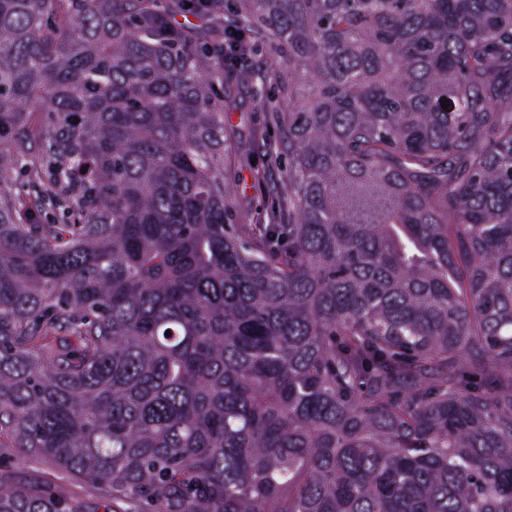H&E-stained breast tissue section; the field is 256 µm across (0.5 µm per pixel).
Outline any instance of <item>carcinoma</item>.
<instances>
[{"instance_id":"obj_1","label":"carcinoma","mask_w":512,"mask_h":512,"mask_svg":"<svg viewBox=\"0 0 512 512\" xmlns=\"http://www.w3.org/2000/svg\"><path fill=\"white\" fill-rule=\"evenodd\" d=\"M159 17L0 0V455L135 512H512V0H225L283 60L249 240L224 59Z\"/></svg>"}]
</instances>
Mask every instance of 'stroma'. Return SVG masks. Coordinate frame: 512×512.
<instances>
[{
  "mask_svg": "<svg viewBox=\"0 0 512 512\" xmlns=\"http://www.w3.org/2000/svg\"><path fill=\"white\" fill-rule=\"evenodd\" d=\"M248 63V78H240L235 71L226 75L232 85V97L225 102V122L237 152L231 178L237 188L239 215L251 211L267 215L279 209L276 187L284 178L282 165L275 161L279 135L271 131L266 110V98L273 92L272 82L264 78L271 54L265 47L253 48ZM0 482L48 488L79 502L84 512L114 510L111 500L101 496L90 484L36 460L19 464L0 462Z\"/></svg>",
  "mask_w": 512,
  "mask_h": 512,
  "instance_id": "35a3bbf8",
  "label": "stroma"
}]
</instances>
